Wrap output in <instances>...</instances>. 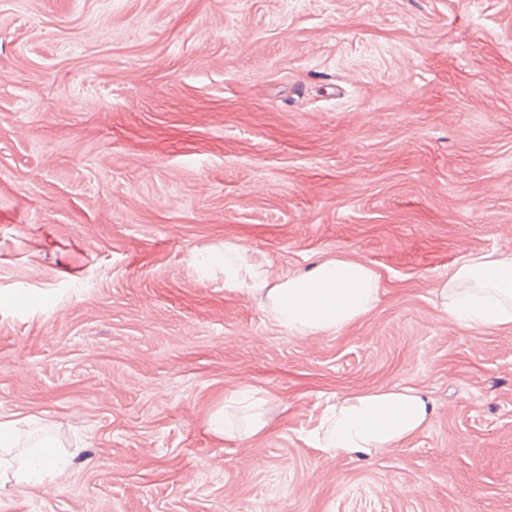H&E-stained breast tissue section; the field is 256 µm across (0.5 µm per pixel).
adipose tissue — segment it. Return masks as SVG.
I'll use <instances>...</instances> for the list:
<instances>
[{"mask_svg": "<svg viewBox=\"0 0 512 512\" xmlns=\"http://www.w3.org/2000/svg\"><path fill=\"white\" fill-rule=\"evenodd\" d=\"M201 267L224 270V288L257 298L269 319L292 336L342 331L375 308L376 270L343 257L316 263L300 275L278 276L252 262L246 248L225 242L199 255ZM440 305L459 326L496 329L512 325V251L468 255L439 289ZM433 405L420 392L391 387L359 392L326 406L314 436L318 447L350 458L392 448L421 431ZM65 470L54 444L26 451L15 472L21 483L60 478Z\"/></svg>", "mask_w": 512, "mask_h": 512, "instance_id": "adipose-tissue-1", "label": "adipose tissue"}]
</instances>
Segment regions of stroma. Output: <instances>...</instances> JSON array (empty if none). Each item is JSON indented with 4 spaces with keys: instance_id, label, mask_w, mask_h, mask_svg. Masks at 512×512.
<instances>
[{
    "instance_id": "1",
    "label": "stroma",
    "mask_w": 512,
    "mask_h": 512,
    "mask_svg": "<svg viewBox=\"0 0 512 512\" xmlns=\"http://www.w3.org/2000/svg\"><path fill=\"white\" fill-rule=\"evenodd\" d=\"M380 276L343 331L292 336L201 273ZM512 250V0H0V421L68 475L0 512H512V326L436 290ZM39 294L38 307L23 304ZM434 404L397 447L310 434L336 398ZM243 390L267 427L215 434Z\"/></svg>"
}]
</instances>
